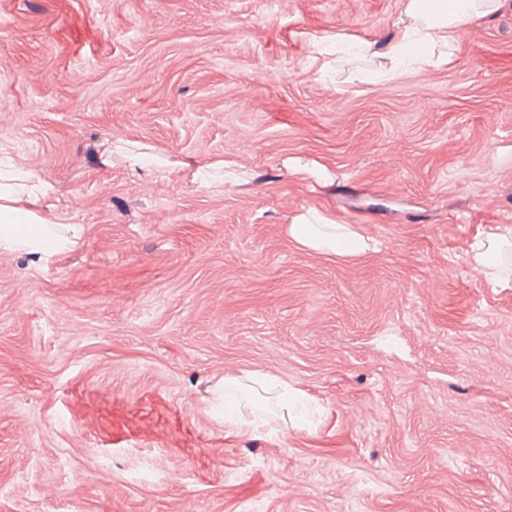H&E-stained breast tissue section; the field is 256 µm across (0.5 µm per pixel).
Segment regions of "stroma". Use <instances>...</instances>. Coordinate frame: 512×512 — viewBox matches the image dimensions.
<instances>
[{"label":"stroma","instance_id":"stroma-1","mask_svg":"<svg viewBox=\"0 0 512 512\" xmlns=\"http://www.w3.org/2000/svg\"><path fill=\"white\" fill-rule=\"evenodd\" d=\"M405 3L0 0V166L84 228L0 251V512H512V285L472 261L512 227V0L445 65L349 51ZM314 211L376 250L297 248Z\"/></svg>","mask_w":512,"mask_h":512}]
</instances>
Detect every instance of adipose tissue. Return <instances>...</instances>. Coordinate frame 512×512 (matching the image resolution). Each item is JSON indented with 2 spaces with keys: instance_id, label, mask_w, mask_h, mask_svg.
I'll list each match as a JSON object with an SVG mask.
<instances>
[{
  "instance_id": "ef3b65f1",
  "label": "adipose tissue",
  "mask_w": 512,
  "mask_h": 512,
  "mask_svg": "<svg viewBox=\"0 0 512 512\" xmlns=\"http://www.w3.org/2000/svg\"><path fill=\"white\" fill-rule=\"evenodd\" d=\"M502 0H453L452 7L436 6L434 18L418 11V0H408L405 12L410 24L389 44L385 56H409L413 65L433 62V49L455 40L470 24L499 9ZM51 223L39 209L38 186L29 173L0 170V250L32 256L46 264L58 253L75 245L82 236L81 225H69L68 236L54 235ZM288 236L297 247L338 257H356L374 251L375 246L354 225L332 220L311 223L299 217L288 227Z\"/></svg>"
}]
</instances>
